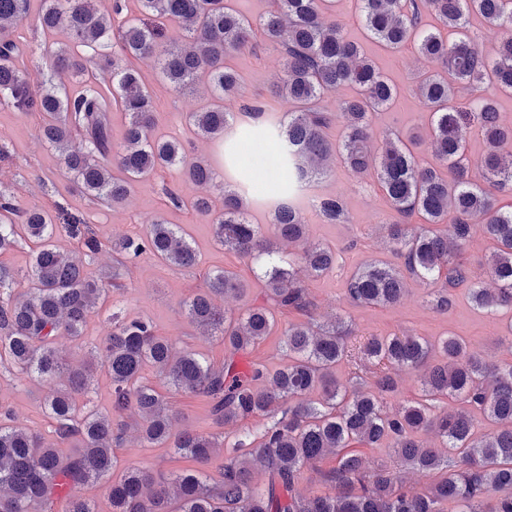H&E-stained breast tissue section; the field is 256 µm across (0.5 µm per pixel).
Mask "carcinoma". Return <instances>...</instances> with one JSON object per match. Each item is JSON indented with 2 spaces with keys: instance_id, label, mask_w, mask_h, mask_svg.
<instances>
[{
  "instance_id": "1",
  "label": "carcinoma",
  "mask_w": 512,
  "mask_h": 512,
  "mask_svg": "<svg viewBox=\"0 0 512 512\" xmlns=\"http://www.w3.org/2000/svg\"><path fill=\"white\" fill-rule=\"evenodd\" d=\"M93 0H41L37 23L44 33L67 31L79 56L50 50L54 77L34 90L16 66L18 46L10 33L30 14L31 0H0V100L20 112L42 115V138L57 150L80 193L112 207L122 205L134 183L166 169L180 168L198 186L223 197L220 209L209 196L185 202L174 192L170 203L212 217L216 240L226 249L259 264L260 298L238 317L227 315L217 299L241 295L246 286L230 271L208 274L207 288L184 303L186 317L210 330L224 344V363L216 366L199 353H173L153 322L112 313V331L96 349V362L71 368L57 354L55 337L65 332L78 339L100 300L127 272V261L153 256L173 268L198 263L184 230L158 217L135 236L110 241L116 255L112 274L93 279L83 266L60 251L56 225L45 209H24L0 191V253L21 240H33L31 287L20 295L3 291L14 279L0 265V362L50 385L43 410L54 423L60 444L12 426L8 407L0 405V512H44L54 497L65 496L64 512H96L89 500L67 493L77 485L107 476L111 512H443L452 502L457 512H512V364H495L462 337L431 340L412 333L368 336L355 343L340 318L330 323L290 324L284 328L286 361L277 369L239 358L258 346L276 324V315H310L314 302L299 270L320 277L336 263V253L308 241L296 199L318 180L331 157L353 175L372 172L391 213L388 243L402 265L373 260L358 267L345 282V296L356 305L393 307L412 276L434 286L430 304L448 312L455 290L465 289L475 306L487 313L512 309V129L497 109L496 92L512 93V34L496 53L486 56L468 34L470 17L512 28V0H357L362 25L379 45L414 47L425 60L439 61V72L424 71L417 93L429 110L425 135L387 136L373 150L371 116L391 104L396 90L366 56L362 46L344 35L325 14L335 0H271L256 22L238 15L229 0H139L137 17L123 16L125 0H112V14L92 7ZM177 25L185 44H166V23ZM262 39L280 46L283 74L274 95L290 106L284 119L264 120L255 102L228 112L227 99L238 98L240 79L226 60ZM158 59L163 78L183 92L204 76L214 89L212 103L188 120L197 134L224 142V161L236 165L243 144L258 138L272 150L284 178L274 184L269 223L255 224L246 196L258 195V174L245 167L244 192L216 181L212 166L187 161L185 146L156 135L152 93L130 60ZM95 67L107 71L105 88ZM71 79L81 89L68 95L55 79ZM341 85L355 95L329 110L328 94ZM470 95V106L460 94ZM128 117L123 143L114 146L109 112ZM343 127L330 139L332 121ZM476 125L486 151L471 157L463 129ZM427 139L432 161L419 160L411 145ZM314 210L327 224L345 215L344 200L321 196ZM426 224L409 230L414 217ZM85 252L95 254L104 242L87 224H66ZM477 233L493 245L490 275L496 287L482 285L462 260V250ZM300 247L288 257L280 243ZM353 366L350 377H336V365ZM112 383V411L79 405L97 368ZM373 368V387L363 389L360 372ZM151 369L175 393L193 396L209 408L218 426L252 416L272 423L258 444L239 439L224 454L218 477L204 471L221 447L219 438L185 429L172 433L170 403L144 373ZM420 373L421 395L393 411L386 399L398 390L397 372ZM133 426L147 448H169L191 458L198 468L158 481L142 468L115 473L125 431ZM433 429L439 448L422 433ZM388 442L398 466L368 464L360 452ZM336 455V466L322 478L332 492L302 495L296 489L302 468ZM258 462L268 472L266 486L252 479ZM434 477L424 491L405 486L400 468Z\"/></svg>"
}]
</instances>
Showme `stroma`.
<instances>
[{
	"mask_svg": "<svg viewBox=\"0 0 512 512\" xmlns=\"http://www.w3.org/2000/svg\"><path fill=\"white\" fill-rule=\"evenodd\" d=\"M328 17L340 24L346 36L362 41L366 55L398 89L396 101L372 116L375 140H382L391 133L423 131L427 109L415 94L416 83L420 71L438 70V62L420 59L410 47L390 52L366 40L353 0H338L335 11L329 12ZM13 38L20 50L21 68L32 86H39L50 67L45 37L34 18L25 19ZM229 63L241 76L243 99L260 101L267 111L278 115L287 111V104L272 93L283 74L284 56L278 45L258 43L254 50L234 54ZM134 66L153 91L157 133L181 141L189 157L209 160L221 181L237 185L236 172L224 165L222 143L198 136L186 120L187 113L200 109L210 100L207 81H199L194 89L178 92L161 78L155 59H140ZM0 147L7 152L6 157L0 158V188L8 189L21 207L50 210L60 223L66 217H77L104 241L142 233L145 224L160 214L185 229L199 254V265L188 270L170 268L148 255L139 258L131 265L120 287L113 289L100 303L80 340L67 335L57 337L56 349L61 357L75 366L88 359L94 347L111 331L112 312L120 310L127 316L153 321L159 334L173 344L175 351L193 350L214 364L223 363V345L185 317L183 303L204 287L207 272L215 268L236 273L250 286L246 295L225 298L224 308L228 313H238L251 304L260 285L253 275L254 262L218 245L208 218L174 208L165 195L166 188L170 187L189 201L201 195L200 187L173 169L136 184L122 206L114 208L91 200L75 189L60 164L57 151L42 140L39 115L16 111L7 104H0ZM312 192L342 197L347 208L344 223L326 224L310 205L301 207L309 226L310 241L326 243L336 253V265L331 272L307 281L316 304L315 321L339 316L364 335L386 336L409 331L437 338L452 333L466 338L491 361L512 363V337L505 334L506 315L492 316L476 310L465 290L456 291L455 303L446 314L431 308L429 287L415 279L408 280L405 297L397 306L371 308L351 304L344 295V284L353 270L371 259L394 265L401 262L385 242L384 226L389 222L390 212L374 175L355 177L339 164L317 181ZM46 393V388L30 377L0 363V404L12 410L14 425L40 434L46 444L52 445L56 442L55 435L42 408ZM170 402L176 414L175 429L214 433L224 436L230 443L246 432L259 437L267 423L266 418L257 417L234 426L219 427L213 424L201 400L174 395ZM115 454L119 467L145 468L158 478L191 465L190 460L173 454L170 449L143 447L133 430L128 431L123 447L116 449Z\"/></svg>",
	"mask_w": 512,
	"mask_h": 512,
	"instance_id": "1",
	"label": "stroma"
}]
</instances>
